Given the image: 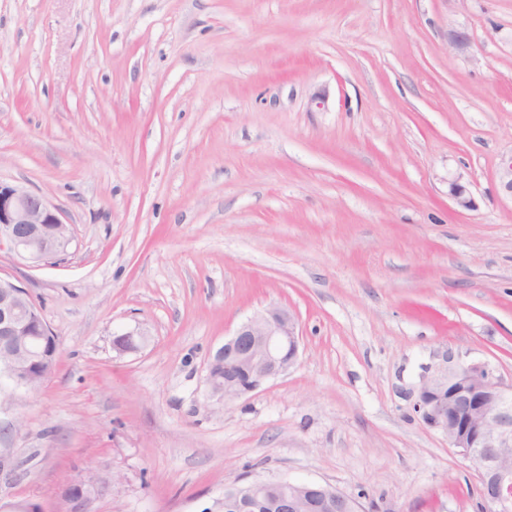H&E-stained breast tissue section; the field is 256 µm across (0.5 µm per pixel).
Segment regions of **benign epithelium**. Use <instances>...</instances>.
I'll use <instances>...</instances> for the list:
<instances>
[{
	"label": "benign epithelium",
	"instance_id": "benign-epithelium-1",
	"mask_svg": "<svg viewBox=\"0 0 512 512\" xmlns=\"http://www.w3.org/2000/svg\"><path fill=\"white\" fill-rule=\"evenodd\" d=\"M501 195L512 199V154L501 158L497 171ZM448 197L457 209L474 207V198L460 179L448 182ZM72 242L69 225L42 195L0 180V244L19 258L48 266L62 260ZM53 335L25 288L0 277V376L15 386L33 389L30 367L39 364L47 337ZM300 335L294 313L270 306L255 313L213 355L207 385L216 395V372H224V398L254 392L272 378L286 374L296 363ZM415 410L423 423L446 434L448 443L478 468L486 512H512V464L502 449L512 448V383L506 384L488 362L442 364L426 368ZM104 469L92 477L71 479L60 491L64 512H90L91 503L112 495L122 478L110 480ZM284 485L292 496L269 502L258 494L235 500L248 512H296L308 500L324 512H348L351 497L316 482ZM0 512H45L42 505L19 500L0 503Z\"/></svg>",
	"mask_w": 512,
	"mask_h": 512
}]
</instances>
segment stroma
Here are the masks:
<instances>
[{
	"label": "stroma",
	"mask_w": 512,
	"mask_h": 512,
	"mask_svg": "<svg viewBox=\"0 0 512 512\" xmlns=\"http://www.w3.org/2000/svg\"><path fill=\"white\" fill-rule=\"evenodd\" d=\"M511 152L512 0H0V180L73 231L52 266L0 247L58 338L38 392L0 384V500L115 467L91 512H220L243 477L480 512L414 404L448 359L512 381ZM272 305L296 364L212 397Z\"/></svg>",
	"instance_id": "35a3bbf8"
}]
</instances>
